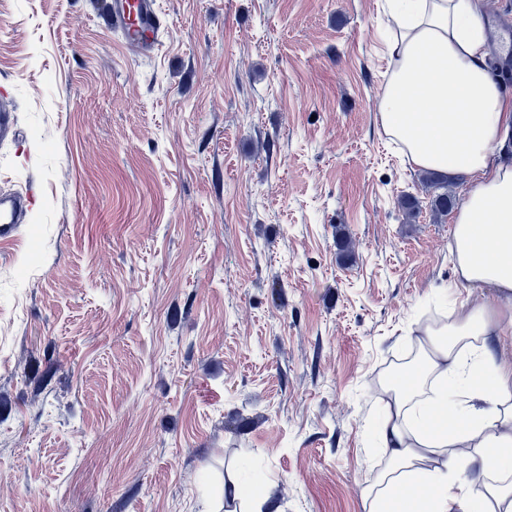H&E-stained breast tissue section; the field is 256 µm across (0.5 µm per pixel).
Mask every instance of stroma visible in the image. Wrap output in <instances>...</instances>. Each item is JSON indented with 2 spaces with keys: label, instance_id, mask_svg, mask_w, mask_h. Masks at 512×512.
Here are the masks:
<instances>
[{
  "label": "stroma",
  "instance_id": "35a3bbf8",
  "mask_svg": "<svg viewBox=\"0 0 512 512\" xmlns=\"http://www.w3.org/2000/svg\"><path fill=\"white\" fill-rule=\"evenodd\" d=\"M158 5L138 55L0 0V512H369L383 381L500 304L381 128L382 0ZM28 198L23 200L20 194H10L0 197V236L11 233L13 224L19 223L20 215L27 207Z\"/></svg>",
  "mask_w": 512,
  "mask_h": 512
}]
</instances>
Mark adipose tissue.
Masks as SVG:
<instances>
[{
  "label": "adipose tissue",
  "mask_w": 512,
  "mask_h": 512,
  "mask_svg": "<svg viewBox=\"0 0 512 512\" xmlns=\"http://www.w3.org/2000/svg\"><path fill=\"white\" fill-rule=\"evenodd\" d=\"M391 68L381 127L417 170L466 178L454 218L462 286L496 288L499 309L461 302L426 329L411 380L385 386L379 438L390 463L370 512H512V362L487 345L512 313V98L487 71L482 0H386ZM480 461V493L459 478Z\"/></svg>",
  "instance_id": "adipose-tissue-1"
}]
</instances>
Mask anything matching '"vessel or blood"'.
Returning <instances> with one entry per match:
<instances>
[{
	"label": "vessel or blood",
	"mask_w": 512,
	"mask_h": 512,
	"mask_svg": "<svg viewBox=\"0 0 512 512\" xmlns=\"http://www.w3.org/2000/svg\"><path fill=\"white\" fill-rule=\"evenodd\" d=\"M112 17V26L122 33L126 45L136 53L154 42L162 27V16L156 0H105ZM27 202L21 195L0 197V236L9 235Z\"/></svg>",
	"instance_id": "vessel-or-blood-1"
}]
</instances>
